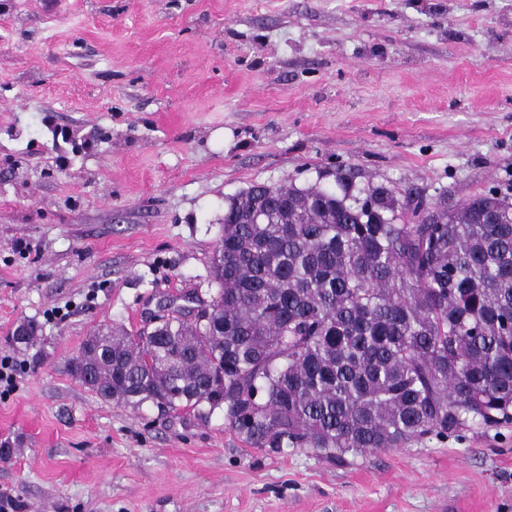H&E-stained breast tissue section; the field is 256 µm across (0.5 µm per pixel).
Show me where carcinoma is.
Listing matches in <instances>:
<instances>
[{
    "label": "carcinoma",
    "mask_w": 512,
    "mask_h": 512,
    "mask_svg": "<svg viewBox=\"0 0 512 512\" xmlns=\"http://www.w3.org/2000/svg\"><path fill=\"white\" fill-rule=\"evenodd\" d=\"M211 280L201 315L100 328L73 374L104 399L221 412L257 448L336 460L512 422L506 195L421 210L343 174L254 185L228 201Z\"/></svg>",
    "instance_id": "cac0c4a2"
}]
</instances>
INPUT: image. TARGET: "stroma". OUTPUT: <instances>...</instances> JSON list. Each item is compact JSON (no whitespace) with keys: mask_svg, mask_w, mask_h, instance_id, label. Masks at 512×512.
Here are the masks:
<instances>
[{"mask_svg":"<svg viewBox=\"0 0 512 512\" xmlns=\"http://www.w3.org/2000/svg\"><path fill=\"white\" fill-rule=\"evenodd\" d=\"M340 172L452 204L512 190V0H0V358L17 364L0 499L512 512V423L339 463L74 376L97 329L134 331L186 286L214 295L231 196Z\"/></svg>","mask_w":512,"mask_h":512,"instance_id":"1","label":"stroma"}]
</instances>
